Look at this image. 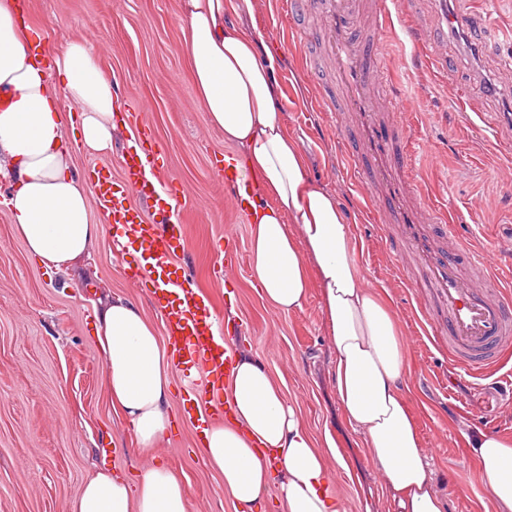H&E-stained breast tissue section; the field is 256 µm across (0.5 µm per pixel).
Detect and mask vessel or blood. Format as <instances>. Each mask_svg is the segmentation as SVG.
<instances>
[{"instance_id": "1", "label": "vessel or blood", "mask_w": 512, "mask_h": 512, "mask_svg": "<svg viewBox=\"0 0 512 512\" xmlns=\"http://www.w3.org/2000/svg\"><path fill=\"white\" fill-rule=\"evenodd\" d=\"M414 0H323V49L335 61L340 99L335 105L338 129L354 135L346 157L355 181L379 206L382 221L399 225L414 266L423 268L425 285L432 288L448 312L444 324L429 322L431 334L448 339L454 369L474 378L492 373L499 356L512 350V288L496 287L495 256L470 249L459 225L429 203L417 188L412 162L401 149L407 134L400 110L384 96L385 34L392 9L414 11ZM156 143L149 127L139 129L122 157V177L93 169L91 188L107 223L123 226L140 255L138 277L149 289L162 322L172 358H188L205 371L203 381L187 380L195 404L185 420L195 429L208 427L224 414V378L235 363L228 340L236 336L234 323L216 332L210 302L192 288L176 264L181 235L158 229L155 221L134 214L131 195L152 201L157 213L169 214L180 205L173 181L153 177ZM224 186L241 214H248L246 189L232 169L224 171ZM439 226L450 245L436 246L430 231ZM466 253L483 275V286L465 280L457 257Z\"/></svg>"}]
</instances>
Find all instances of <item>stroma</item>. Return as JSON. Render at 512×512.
I'll return each instance as SVG.
<instances>
[{
	"instance_id": "obj_1",
	"label": "stroma",
	"mask_w": 512,
	"mask_h": 512,
	"mask_svg": "<svg viewBox=\"0 0 512 512\" xmlns=\"http://www.w3.org/2000/svg\"><path fill=\"white\" fill-rule=\"evenodd\" d=\"M27 25L42 37L43 51L81 38L96 51L99 68L116 76L129 107L147 103L142 116L162 145L161 173L175 179L184 196L181 224L185 248L178 262L210 302L217 318L239 329L236 352L259 360L295 402L316 437L330 435L345 466L338 471L346 512H389L358 436L336 401L318 288L302 309L282 313L262 297L249 265L251 226L224 199V158L235 155L223 131L210 127L199 103L181 40V0H25ZM450 12L469 14L467 27L448 34L449 76L434 75L427 48L408 53L400 17H393L385 67L388 89L405 108L408 137L420 184L440 203L451 223L482 248L494 251L501 266L512 264V86L494 93L496 79L512 50L477 36L482 17L493 16L512 30V0H448ZM255 25L275 61L273 77L282 94L284 125L301 149L311 178L336 194L350 226L352 243L368 285L386 297L409 346L405 394L435 465V482L448 501L447 512H486L489 502L479 462L467 451L475 421L512 435V357L489 379L460 382L452 377L448 341L424 335L418 319L427 313L443 322L447 312L413 269L411 287L394 276L406 246L398 225L377 221L375 204L358 190L341 162L342 140L334 113L315 98L313 78L332 80L335 64L320 45L322 18L309 13L305 37L309 53L285 49L286 18L272 0H261ZM463 85L466 102L454 97ZM494 111V129L478 112ZM130 140L118 129L111 152L92 155L72 145L79 174L99 167L122 175V154ZM102 237L79 278L46 275L29 260L23 241L0 211V512H70L84 481L109 465L137 476L150 455L139 452L131 432L102 390L103 358L92 332L93 302L112 293L136 302L154 325H161L150 293L133 277L136 258L114 248L116 230L105 224L97 200H90ZM238 238L240 262L224 269L215 242ZM184 374L173 373L171 409L177 421L168 445L155 455L186 484L188 512H234L224 478L206 463L202 439L180 421Z\"/></svg>"
}]
</instances>
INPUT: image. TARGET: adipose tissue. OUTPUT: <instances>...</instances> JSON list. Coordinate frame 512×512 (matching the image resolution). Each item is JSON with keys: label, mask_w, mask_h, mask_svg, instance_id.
<instances>
[{"label": "adipose tissue", "mask_w": 512, "mask_h": 512, "mask_svg": "<svg viewBox=\"0 0 512 512\" xmlns=\"http://www.w3.org/2000/svg\"><path fill=\"white\" fill-rule=\"evenodd\" d=\"M259 0H181L180 30L209 126L234 144L238 182L254 185L250 264L264 298L278 311L302 309L318 286L333 358L336 397L363 442L394 512H446L434 463L402 390L408 352L395 313L368 288L349 225L334 192L311 179L284 127L282 104L262 39L229 23L255 16ZM18 0H0V196L29 256L54 275L79 271L97 245L88 190L67 140L58 89L81 106L82 146L112 148L118 102L92 46L73 39L53 62L34 46ZM94 333L104 359L105 395L139 447L168 442L172 363L153 323L132 301L99 300ZM224 396L230 421L202 434L207 463L224 477L235 512H346L336 488L343 461L333 442L318 446L296 403L267 369L237 355ZM495 512H512V438L480 431L470 441ZM188 489L161 460L139 482L99 469L72 512H187Z\"/></svg>", "instance_id": "obj_1"}]
</instances>
